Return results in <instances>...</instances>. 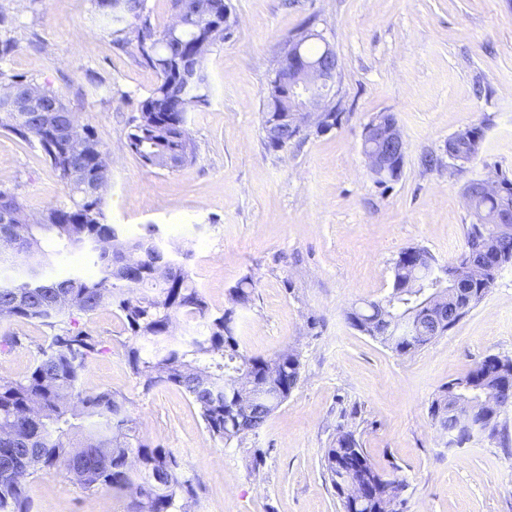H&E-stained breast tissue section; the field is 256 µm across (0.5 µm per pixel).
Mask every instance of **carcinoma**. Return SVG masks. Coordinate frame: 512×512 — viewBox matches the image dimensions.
<instances>
[{"label": "carcinoma", "instance_id": "carcinoma-1", "mask_svg": "<svg viewBox=\"0 0 512 512\" xmlns=\"http://www.w3.org/2000/svg\"><path fill=\"white\" fill-rule=\"evenodd\" d=\"M113 0H92L95 13L112 27L117 43L134 46L140 63L157 73L158 83L140 102L136 123L127 135V148L146 165L157 155L192 164L196 146L186 127L187 113L209 104L204 59L210 48L229 38L235 28L226 0H210L208 14L198 16L180 31L159 30L146 12L145 0H122L120 12ZM0 85L23 98L34 81L0 71ZM60 116L32 112L24 105L0 101V128L28 141L35 140L47 161L69 190V203L42 211L38 224L25 222L27 208L9 189H0V204L16 212L11 224H0V317L37 320L53 335L38 351L29 373L19 379L0 378V512H32L27 482L39 471H60L88 492L107 488L129 497L128 512H184L185 502L197 498L195 477L184 470L174 452L151 446L137 435L136 421L123 394L81 389L88 362L103 352V341L65 322L75 314L89 316L101 308L119 312L131 339L149 343V352L133 344L127 364L142 392L158 385H174L187 395L213 439L229 443L257 433L300 380L297 353L286 349L270 357L249 356L236 336L235 310L209 312L187 267H173L149 258L156 225L135 237L115 235L106 221L104 193L88 187L100 169L110 166V151L88 126L83 149L67 150L60 138L47 137L43 125ZM295 140L288 127L278 138L263 137L271 151H281ZM482 130L467 128L454 136L456 151L477 155ZM501 196L473 198V221L466 229V247L488 257L489 267L512 263V236L493 238L488 226L498 220ZM86 255L97 269L93 276L72 275L62 280L44 277L55 253ZM437 268L424 247L401 252L393 267L391 293L370 301L404 322L400 332L388 328L376 333L361 320L356 307L347 320L360 332L395 352H415L453 329L466 313L448 300L426 317L419 305L418 281ZM253 278H242L232 289L235 304L251 302ZM194 324L199 334L182 341L171 334L175 319ZM512 359L489 355L465 377L445 386L431 402L434 424L456 440L470 441L468 427L448 408L462 398L473 421L498 435V417L484 409L485 394L495 390L502 404L512 407ZM322 468L344 512H403L406 484L386 474L364 454L356 432L342 426L325 449ZM350 483L361 488L354 500L343 496Z\"/></svg>", "mask_w": 512, "mask_h": 512}]
</instances>
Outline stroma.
Listing matches in <instances>:
<instances>
[{"mask_svg": "<svg viewBox=\"0 0 512 512\" xmlns=\"http://www.w3.org/2000/svg\"><path fill=\"white\" fill-rule=\"evenodd\" d=\"M234 35L206 55L210 103L188 113L195 163L144 166L126 146L139 104L157 83L133 48H119L91 0H0V40L16 51L0 70L61 94L79 126L111 152L109 223L123 234L159 229L163 245L188 248L190 276L211 313L235 308L243 351L300 359V381L258 433L212 439L183 391L142 393L126 363L132 340L115 309L79 325L103 337L87 365V392L126 395L137 432L172 449L199 484L189 512H343L321 460L338 425L356 430L368 458L396 467L408 512H512V450L499 439L446 444L429 406L448 382L489 355L512 357V264L444 336L400 355L354 329L356 302L387 295L393 263L426 248L440 264L464 248L471 214L463 191L502 169L512 174V0H229ZM335 48V127L267 150L260 131L267 87L283 43L305 22ZM395 115L406 145L402 174L374 183L362 154L365 126ZM482 126L472 161L449 159V137ZM0 188L30 213L68 202V190L36 141L0 129ZM253 301L234 307L243 277ZM49 329L0 319V378L34 363ZM263 449L259 469L249 449ZM32 512H127L128 497L86 493L55 472L27 484Z\"/></svg>", "mask_w": 512, "mask_h": 512, "instance_id": "35a3bbf8", "label": "stroma"}]
</instances>
